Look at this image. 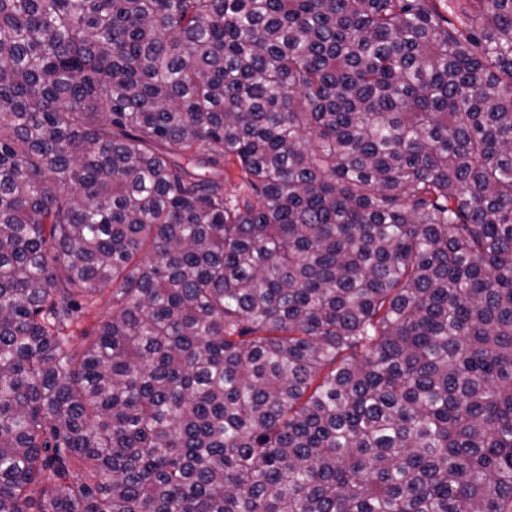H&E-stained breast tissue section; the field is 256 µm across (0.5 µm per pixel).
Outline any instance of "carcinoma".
I'll return each mask as SVG.
<instances>
[{
    "mask_svg": "<svg viewBox=\"0 0 512 512\" xmlns=\"http://www.w3.org/2000/svg\"><path fill=\"white\" fill-rule=\"evenodd\" d=\"M441 9L0 0V512H512V0Z\"/></svg>",
    "mask_w": 512,
    "mask_h": 512,
    "instance_id": "carcinoma-1",
    "label": "carcinoma"
}]
</instances>
